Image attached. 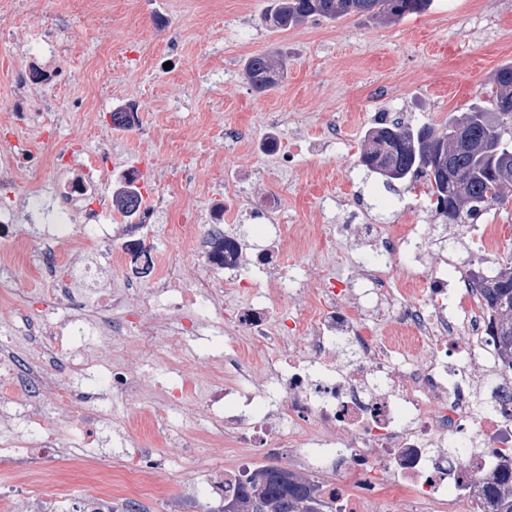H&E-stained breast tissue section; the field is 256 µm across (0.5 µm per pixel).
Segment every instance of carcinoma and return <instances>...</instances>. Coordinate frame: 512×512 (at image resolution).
<instances>
[{
	"label": "carcinoma",
	"instance_id": "obj_1",
	"mask_svg": "<svg viewBox=\"0 0 512 512\" xmlns=\"http://www.w3.org/2000/svg\"><path fill=\"white\" fill-rule=\"evenodd\" d=\"M432 0H273L263 16L271 28L283 30L311 18L337 20L367 16L397 21L409 14L423 13ZM283 66L267 54L248 61L245 73L251 85L261 91L276 84ZM496 91L483 106H472L448 128L467 126L474 139L454 159L466 194L430 161L432 151L448 135L428 126L409 127L399 123L376 127L366 134L367 148L361 163L388 182L426 178L436 212L448 224H474L497 203L512 197V131L500 125L503 112L512 113V64L493 75ZM117 210L127 212L139 199L126 189L113 194ZM476 286L495 318L491 336L505 365L512 368V266L499 270L494 279H479ZM323 482L304 477L279 464L259 466L236 479L234 491L224 495L228 512H327L321 497ZM492 512H512V483L491 492Z\"/></svg>",
	"mask_w": 512,
	"mask_h": 512
}]
</instances>
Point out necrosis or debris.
<instances>
[{
	"label": "necrosis or debris",
	"mask_w": 512,
	"mask_h": 512,
	"mask_svg": "<svg viewBox=\"0 0 512 512\" xmlns=\"http://www.w3.org/2000/svg\"><path fill=\"white\" fill-rule=\"evenodd\" d=\"M40 51V58L11 68L10 128L37 127L50 102L33 97L32 89L69 78L59 64L64 54L48 33L40 35ZM39 139L36 145L14 142L0 159V296L37 301L42 337L23 357L0 350L17 369L0 379L1 404L47 395L65 412L90 403L111 414L114 398L140 391V377L127 361L113 359L111 346L76 349L73 336H136L147 346L164 336L172 347L185 348L217 324L243 339L225 358L236 385L225 386L220 369L206 378L207 413L220 434L294 449L309 469L358 473L368 491L395 489L398 512H424V504L444 505L452 497L483 512L482 488L501 480L512 459V370L501 363L471 277H420L431 225L376 224L368 213H355L348 231L359 246L346 257L351 280L321 282L274 337L281 299L304 281L299 266L291 277L280 275L287 259L277 244L290 233L308 236L319 254L334 256L336 238L324 226L280 223V209L271 205L256 210L252 243L227 229L237 208L228 202L209 210L207 231L182 214L166 237L156 238L157 217L177 206L172 193L161 192L111 228L99 221L107 204L83 206L102 194L112 165L104 148L87 167L52 158L71 175L54 188L42 235L23 241L16 210L3 202L18 193L22 170L38 168L47 133ZM77 211L84 222L73 240L76 252L67 257L53 242ZM174 238L198 260L193 279L183 276L172 253ZM20 257L39 272V292L19 286L14 267ZM109 266L126 274L125 287H106ZM385 320L397 323L400 335H379ZM344 342L357 351L349 365L336 356ZM48 357L91 370L96 389L79 395L59 383L44 368ZM256 364L264 370L258 382ZM0 423L14 424L45 461L69 453L65 434L46 426L40 412L15 422L4 412ZM93 479L96 497L64 499L61 512H112L116 498L135 504L137 487L115 488L111 469H95Z\"/></svg>",
	"instance_id": "obj_1"
}]
</instances>
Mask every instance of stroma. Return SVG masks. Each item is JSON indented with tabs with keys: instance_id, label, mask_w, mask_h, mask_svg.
Here are the masks:
<instances>
[{
	"instance_id": "obj_1",
	"label": "stroma",
	"mask_w": 512,
	"mask_h": 512,
	"mask_svg": "<svg viewBox=\"0 0 512 512\" xmlns=\"http://www.w3.org/2000/svg\"><path fill=\"white\" fill-rule=\"evenodd\" d=\"M19 3L0 19L7 31L0 36V59L36 55L32 35L46 28L70 51L66 85L39 92L57 105L42 113L41 123L90 149L111 142L119 172L153 159L163 190L173 174L190 169L197 186L180 191L179 210L201 222L209 210L237 198L233 227L244 235L253 232V207L276 193L284 224L342 223L340 212L321 208L333 196L369 210L381 224H442L436 211L419 210L415 184L386 182L361 164L365 136L394 120L445 129L450 117L487 102L494 72L512 62V0H433L430 10L397 22L312 18L285 31L264 23L269 0H104L96 17L85 15L78 0ZM262 53L284 62L283 77L267 92L254 89L245 75L247 59ZM74 100L82 101L81 110L70 111ZM128 107L139 126L114 129L112 112ZM271 138L296 146L294 159L269 153ZM58 179L55 170H45L37 193L15 198L24 237L41 233ZM449 231L453 241L432 244L425 274L455 275L465 258L457 242L462 227ZM121 345L126 360L143 370L146 387L102 417L94 450L119 474L137 449H151L154 464L136 474L143 512H181L190 482L211 467L233 474L269 463L297 469L290 448L273 453L230 439L212 442L214 428L200 397L191 406L194 420L181 429V448L126 433L121 420L145 423L162 410L159 390L179 362L163 338L147 351L134 336L122 337ZM232 345L226 333L206 331L189 344L194 367L219 368ZM196 448L212 454L193 456Z\"/></svg>"
}]
</instances>
